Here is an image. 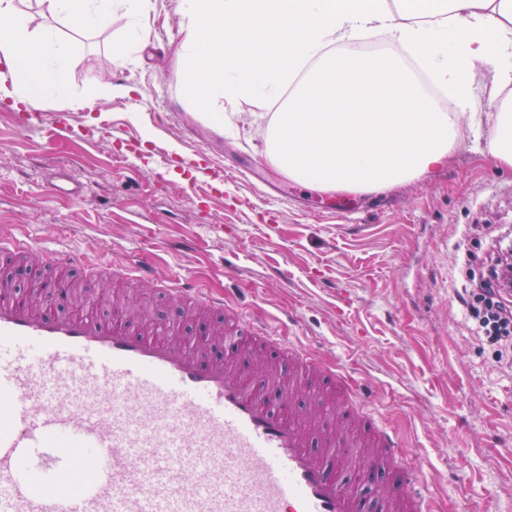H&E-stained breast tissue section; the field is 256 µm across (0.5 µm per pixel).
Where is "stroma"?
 <instances>
[{"label":"stroma","instance_id":"obj_1","mask_svg":"<svg viewBox=\"0 0 512 512\" xmlns=\"http://www.w3.org/2000/svg\"><path fill=\"white\" fill-rule=\"evenodd\" d=\"M32 27L55 26L73 48L74 95L102 82L129 87L94 111H70L74 131H44L62 102L41 107L42 129L18 127L0 101V227L98 260L152 256L162 277L192 275L255 317L293 311L292 344L368 385L399 434L407 464L423 467L444 512H512V368L476 335L461 296L489 258L486 224L512 226V170L462 129L445 166L373 195L311 190L274 165L244 167L223 186L197 179L180 157L212 165L265 151L274 110L240 107L224 133L184 96L178 0H153L135 63L109 65L126 30L116 12L94 33L53 25L30 0ZM67 171L79 196L53 195ZM236 265L224 274L225 260ZM129 308L151 335H194L201 316L149 288Z\"/></svg>","mask_w":512,"mask_h":512}]
</instances>
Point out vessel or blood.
<instances>
[{
    "label": "vessel or blood",
    "instance_id": "1",
    "mask_svg": "<svg viewBox=\"0 0 512 512\" xmlns=\"http://www.w3.org/2000/svg\"><path fill=\"white\" fill-rule=\"evenodd\" d=\"M0 256L66 271L87 262L2 233ZM126 277L223 321L226 349L284 369L280 387L247 382L209 338L131 332L2 287L0 512H434L395 431L353 413L370 403L362 385L339 383L322 359L194 277L162 278L146 256ZM304 380L335 405L329 425L278 411ZM354 458L362 494L339 478Z\"/></svg>",
    "mask_w": 512,
    "mask_h": 512
}]
</instances>
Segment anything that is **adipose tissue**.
<instances>
[{"instance_id": "1", "label": "adipose tissue", "mask_w": 512, "mask_h": 512, "mask_svg": "<svg viewBox=\"0 0 512 512\" xmlns=\"http://www.w3.org/2000/svg\"><path fill=\"white\" fill-rule=\"evenodd\" d=\"M24 0H0V100L27 108L49 100L77 109L119 94L106 82L75 97L71 47L55 29L30 28ZM57 23L107 27L124 11L127 31L111 64L133 61L151 0H40ZM183 90L211 122L231 129L245 102L279 104L266 155L316 191L370 194L440 167L472 109L473 70H493L498 112L487 137L497 165L512 169V0H179ZM385 32L445 89L441 111L402 57L351 44Z\"/></svg>"}]
</instances>
